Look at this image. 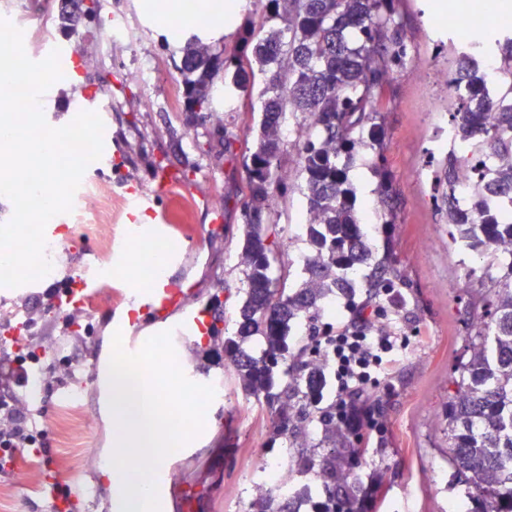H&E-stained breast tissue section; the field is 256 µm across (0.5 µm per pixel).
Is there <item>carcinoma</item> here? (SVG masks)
<instances>
[{
	"mask_svg": "<svg viewBox=\"0 0 512 512\" xmlns=\"http://www.w3.org/2000/svg\"><path fill=\"white\" fill-rule=\"evenodd\" d=\"M394 2L267 0L263 21L279 20L284 27L258 39L249 36L255 40L252 55L211 53L194 36L177 66L189 112L212 111L210 86L221 72L230 97L255 77L253 64L265 75L261 136L244 161L237 200L246 232L236 331L223 335L222 315H214L208 346L224 350L244 392L263 398L274 441L298 440L305 423L320 416L313 406L319 366L303 340L290 351L293 329L306 323L307 335L319 336L328 327L320 321L325 300H351L359 287L406 284L405 270L388 255L374 256L364 240L348 177L355 156L371 150L383 223H395L397 192L379 149L385 134L377 122L389 79L408 60ZM496 44L503 74L512 76V35ZM454 64L451 82L466 94L455 97L448 120L458 144L446 156L450 235L484 255L485 272L501 275L488 277L479 289L469 280L462 285L471 353L455 364L449 379L448 467L455 486L476 503L470 512H512V254L497 249L502 239L512 238V88L491 93L492 76L470 54H459ZM298 112L304 122L295 143L299 169L293 173L280 160L278 130L287 114ZM477 163L479 179L462 200L456 185ZM296 193L319 221L306 225V279L293 291L286 288L290 267L282 262L285 244L270 201ZM357 265L367 269L361 284L347 277ZM321 427L329 454L319 461L313 451L290 457L281 469H316L328 497L353 503L361 492L348 466L356 451L353 440L334 421ZM308 498L306 491L282 501L266 497L264 512H300Z\"/></svg>",
	"mask_w": 512,
	"mask_h": 512,
	"instance_id": "1",
	"label": "carcinoma"
}]
</instances>
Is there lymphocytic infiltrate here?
<instances>
[{"mask_svg":"<svg viewBox=\"0 0 512 512\" xmlns=\"http://www.w3.org/2000/svg\"><path fill=\"white\" fill-rule=\"evenodd\" d=\"M397 288L380 289L369 303H345V315L327 335L309 337L320 366L319 399L333 403L338 426L363 444L382 443L387 434L382 398L395 394L394 378L410 346L404 333L372 329L371 320L385 317L387 303L400 300ZM51 437L16 395L0 396V472L14 465L28 448L49 453Z\"/></svg>","mask_w":512,"mask_h":512,"instance_id":"obj_1","label":"lymphocytic infiltrate"}]
</instances>
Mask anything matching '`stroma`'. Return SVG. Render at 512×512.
<instances>
[{
	"label": "stroma",
	"mask_w": 512,
	"mask_h": 512,
	"mask_svg": "<svg viewBox=\"0 0 512 512\" xmlns=\"http://www.w3.org/2000/svg\"><path fill=\"white\" fill-rule=\"evenodd\" d=\"M97 0V13L82 18L74 29L58 22V0H0V19L23 32L27 56L41 60L47 43L81 49L80 63L64 70L48 90L41 110L53 127L68 124L79 112L97 113L112 153L111 162L94 161L86 168L73 199L74 211L56 215L57 237L64 256L49 274L17 288L0 286V315L23 314L19 350L40 360L51 378L32 411L42 413L52 434L45 458L24 455L8 476L0 475V512H55L49 480L67 483L77 502L75 512H117L112 488L96 482L86 458L101 459L110 446L112 422L102 414L104 386L92 381L95 361H106L113 348V305L124 283L119 276L105 280L89 306L56 309L46 299L49 288L81 274L87 260L102 262L123 253L128 208L136 197L151 195L153 210L140 223H160L171 207L183 221L165 241L179 248L181 264L169 267V277L191 293L188 303L224 313V333L235 329L238 290L242 286L244 223L236 204L245 177L243 162L254 150L260 125L262 76H255L236 101L225 103L224 80L216 78L208 118L187 112L182 103V76L175 68L190 36H199L213 52L240 45L249 26L260 23L261 0H240L235 22L203 17V0ZM483 0H395L405 25L410 61L395 73L388 87L384 112L388 170L399 190L396 221L383 223L376 187L379 176L371 155L359 153L352 173H363L370 193H357L355 207L365 239L378 253L399 261L407 275L402 309L416 317L424 343L410 345L395 380L396 396L387 410L389 435L385 449H365L355 473L383 475L385 512H459L460 492L448 469V381L453 360L463 352L468 336L461 285L480 277V253L463 252L449 236L444 196L446 153L439 150L448 135L443 115L450 106L444 76L460 47L457 21L482 12L488 24L483 36L487 55L496 52L497 11L483 9ZM121 20L126 37L114 39L110 29ZM141 80L131 74L139 66ZM234 141L233 156H225L224 140ZM278 228L287 244L284 256L297 287L306 247L302 240L309 222L299 195L275 200ZM93 224L92 235L76 225ZM111 252H104V244ZM177 362L186 376L213 386L215 397L203 432L190 443L184 459L166 460L165 474L182 498L174 512H259L256 503L266 474L295 449L272 440L265 404L246 394L223 354L195 343L174 341ZM65 350L77 360L74 374L54 376L53 354ZM85 394V410L66 407L56 397L61 386Z\"/></svg>",
	"instance_id": "35a3bbf8"
}]
</instances>
